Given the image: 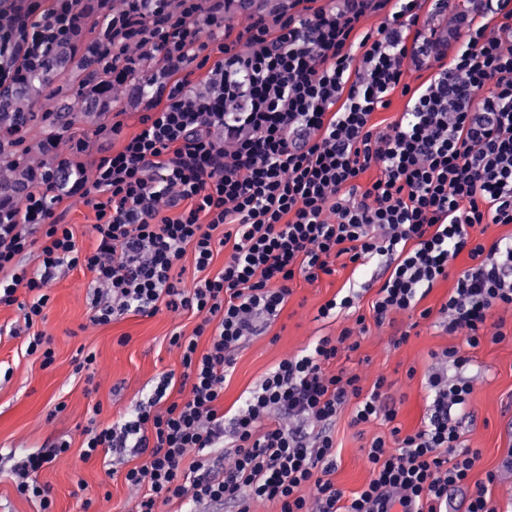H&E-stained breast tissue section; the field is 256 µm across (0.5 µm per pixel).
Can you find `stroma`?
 I'll return each instance as SVG.
<instances>
[{
  "instance_id": "obj_1",
  "label": "stroma",
  "mask_w": 512,
  "mask_h": 512,
  "mask_svg": "<svg viewBox=\"0 0 512 512\" xmlns=\"http://www.w3.org/2000/svg\"><path fill=\"white\" fill-rule=\"evenodd\" d=\"M146 107L144 99L122 88L96 109L97 122L89 124L80 114L69 116L59 126L58 151H65L70 138L86 139L84 166L110 151L113 143L104 128L113 112H121L124 136L137 133ZM384 263L353 271L346 267L335 275L313 283L297 280L288 302L272 323L267 335L248 341L236 353L234 370L224 384V406L240 403L263 375L282 359L296 355L323 336H338L353 317L340 313L333 318L318 315L319 307L331 299L346 282L359 283L381 277ZM93 275L84 269L62 271L52 283L44 331L51 336L55 362L42 368L38 355L25 352L24 339L9 330L20 316L17 305H0V367L9 377L0 376V512H39L38 500L20 495L12 478V451L38 450L66 442L69 453L37 475L39 484L48 486L53 512H130V492L121 478L126 465L114 462L117 478H109L102 457H80L81 431L89 420L106 426L116 422L151 397L161 373L176 371L180 360L169 345L173 332L191 333L195 320L186 313L161 311L153 316L131 313L106 325L88 319ZM407 315H394L383 327H371L359 350L346 353L339 366L354 370L371 387L378 377H386L399 405L398 423L415 429L426 411L425 379L435 363V353L461 345L462 339L448 335L433 320L410 328ZM410 329L408 341L393 346L397 330ZM94 352L93 377L75 370L78 350ZM474 359L478 376L473 383L468 413L459 420L465 445L479 449L481 461L475 479L487 471L499 470L491 488L499 512H512V470L504 463L512 457V339L484 343ZM100 414H92L93 406ZM350 410L336 419L338 446L337 486L346 492L359 490L369 479L364 446L374 436L387 434L379 424L357 431L350 426Z\"/></svg>"
}]
</instances>
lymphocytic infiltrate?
Listing matches in <instances>:
<instances>
[{
    "label": "lymphocytic infiltrate",
    "mask_w": 512,
    "mask_h": 512,
    "mask_svg": "<svg viewBox=\"0 0 512 512\" xmlns=\"http://www.w3.org/2000/svg\"><path fill=\"white\" fill-rule=\"evenodd\" d=\"M40 2L33 25L0 26V88L25 82L72 29L80 0ZM170 5L124 0L103 49L116 87L133 80L143 48L161 62L141 131L89 168L78 160L85 141H73L20 203L0 201V305L18 306L25 350L43 368L55 352L39 326L63 267L94 273L102 297L93 323L163 308L197 319L192 334L169 340L181 374H161L120 421L86 426L83 459L133 458L123 474L131 512H253L259 502L278 512H448L450 491L466 486V512H498L489 490L497 474L472 481L481 452L462 444L456 419L473 391L474 350L506 338L494 310L512 308V236L475 234L512 224V0H432L448 16L444 29L421 23L422 0H288L240 40L225 24L226 0H216L205 28ZM370 15L380 24L362 30ZM189 64L206 70V92L188 93ZM409 64L437 72L414 89L403 82ZM397 91L407 110L378 130L373 115ZM372 169L376 179L360 185ZM74 197L95 211L90 252L59 212ZM221 251L224 266L211 272ZM33 252L40 262L30 269L22 260ZM462 254L470 264L454 271ZM188 255L202 274L190 288L176 273ZM385 255L389 274L368 314L358 312V289L345 288L319 314L357 310L352 326L280 361L233 413L221 410L235 351L282 311L296 278L313 282ZM448 279L440 312L463 343L442 350L423 421L406 433L386 378L366 389L335 362L359 349L368 322L429 318L420 303ZM21 287L31 302H17ZM348 405L351 426L389 428L366 450L369 481L349 494L331 479L332 427ZM68 450L31 452L13 468L18 492L39 499L42 512H51V491L36 476Z\"/></svg>",
    "instance_id": "1"
}]
</instances>
